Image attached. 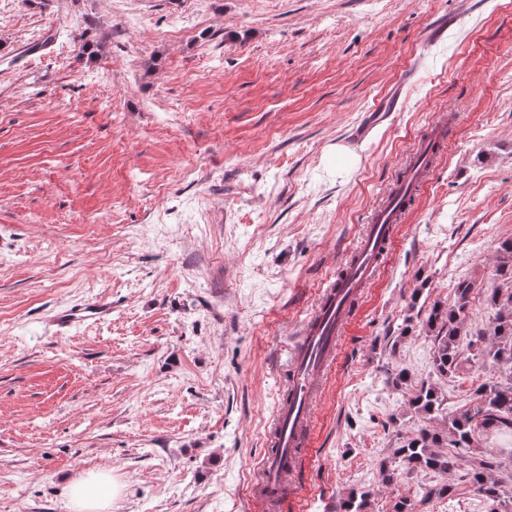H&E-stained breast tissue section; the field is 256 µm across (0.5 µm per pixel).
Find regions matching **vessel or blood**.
I'll return each instance as SVG.
<instances>
[{"instance_id":"1","label":"vessel or blood","mask_w":512,"mask_h":512,"mask_svg":"<svg viewBox=\"0 0 512 512\" xmlns=\"http://www.w3.org/2000/svg\"><path fill=\"white\" fill-rule=\"evenodd\" d=\"M435 159L432 152L414 154L406 182L395 186L392 196L373 212L357 247L335 281L322 291L318 309L302 331L288 396L276 409L269 432L271 449L261 464L259 512H282L284 506L297 502L298 473L312 445L313 408L321 380L338 358L343 331L364 288L375 279L389 252L405 201L423 183ZM111 314V305L89 302L59 311L56 323L66 329Z\"/></svg>"}]
</instances>
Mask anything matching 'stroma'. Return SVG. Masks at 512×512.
<instances>
[{
    "label": "stroma",
    "instance_id": "1",
    "mask_svg": "<svg viewBox=\"0 0 512 512\" xmlns=\"http://www.w3.org/2000/svg\"><path fill=\"white\" fill-rule=\"evenodd\" d=\"M445 121L349 320L294 512L360 486L389 512L430 480L387 486L380 464L419 423L386 371L429 378L432 339L385 345L463 278L488 324L512 239V0H0V512H68L90 471L111 512H257L299 330ZM101 296L110 321L57 331L55 310ZM497 374L437 385L460 412Z\"/></svg>",
    "mask_w": 512,
    "mask_h": 512
}]
</instances>
